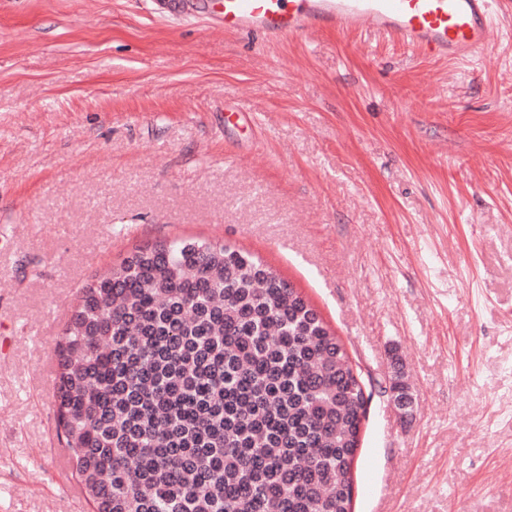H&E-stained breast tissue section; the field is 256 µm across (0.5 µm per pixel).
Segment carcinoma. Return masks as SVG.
Returning <instances> with one entry per match:
<instances>
[{
	"label": "carcinoma",
	"mask_w": 512,
	"mask_h": 512,
	"mask_svg": "<svg viewBox=\"0 0 512 512\" xmlns=\"http://www.w3.org/2000/svg\"><path fill=\"white\" fill-rule=\"evenodd\" d=\"M56 357L57 435L94 512H352L361 371L254 255L134 249L79 289Z\"/></svg>",
	"instance_id": "1"
}]
</instances>
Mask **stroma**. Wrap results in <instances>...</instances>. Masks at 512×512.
Instances as JSON below:
<instances>
[{
  "mask_svg": "<svg viewBox=\"0 0 512 512\" xmlns=\"http://www.w3.org/2000/svg\"><path fill=\"white\" fill-rule=\"evenodd\" d=\"M222 17L0 0V512H78L56 343L79 288L174 238L260 258L370 382L352 512H512V8L488 62Z\"/></svg>",
  "mask_w": 512,
  "mask_h": 512,
  "instance_id": "stroma-1",
  "label": "stroma"
}]
</instances>
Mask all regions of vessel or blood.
I'll return each mask as SVG.
<instances>
[{
	"label": "vessel or blood",
	"mask_w": 512,
	"mask_h": 512,
	"mask_svg": "<svg viewBox=\"0 0 512 512\" xmlns=\"http://www.w3.org/2000/svg\"><path fill=\"white\" fill-rule=\"evenodd\" d=\"M225 31L256 32L277 43L320 29H364L439 59L485 53L498 0H221Z\"/></svg>",
	"instance_id": "vessel-or-blood-1"
}]
</instances>
